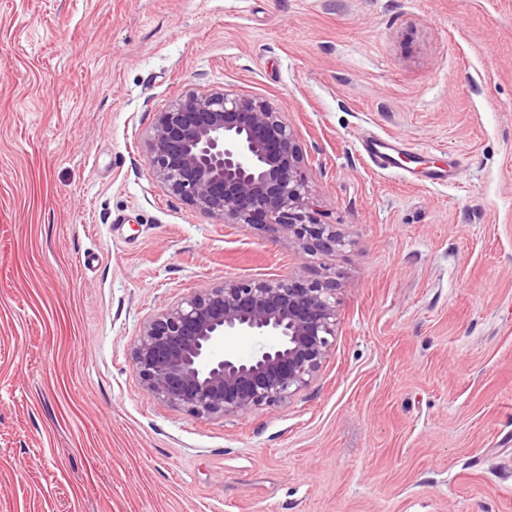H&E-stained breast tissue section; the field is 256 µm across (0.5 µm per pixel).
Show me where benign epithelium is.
Returning <instances> with one entry per match:
<instances>
[{
  "label": "benign epithelium",
  "mask_w": 512,
  "mask_h": 512,
  "mask_svg": "<svg viewBox=\"0 0 512 512\" xmlns=\"http://www.w3.org/2000/svg\"><path fill=\"white\" fill-rule=\"evenodd\" d=\"M302 151L282 112L226 87L156 113L147 165L167 191L217 224H264L303 251L341 245L309 213ZM237 336L269 344L241 358ZM336 336V282L288 273L226 278L147 318L132 353L145 389L196 418L246 414L310 386Z\"/></svg>",
  "instance_id": "obj_1"
}]
</instances>
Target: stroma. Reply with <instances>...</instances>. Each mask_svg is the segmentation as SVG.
Here are the masks:
<instances>
[{
	"label": "stroma",
	"instance_id": "obj_1",
	"mask_svg": "<svg viewBox=\"0 0 512 512\" xmlns=\"http://www.w3.org/2000/svg\"><path fill=\"white\" fill-rule=\"evenodd\" d=\"M227 85L342 246L153 176L156 112ZM291 271L337 283L308 388L211 419L144 389L146 317ZM0 512H512V0H0ZM362 150L368 160L378 169L389 170L397 166L403 149L401 140L395 137L371 136L362 143Z\"/></svg>",
	"mask_w": 512,
	"mask_h": 512
}]
</instances>
